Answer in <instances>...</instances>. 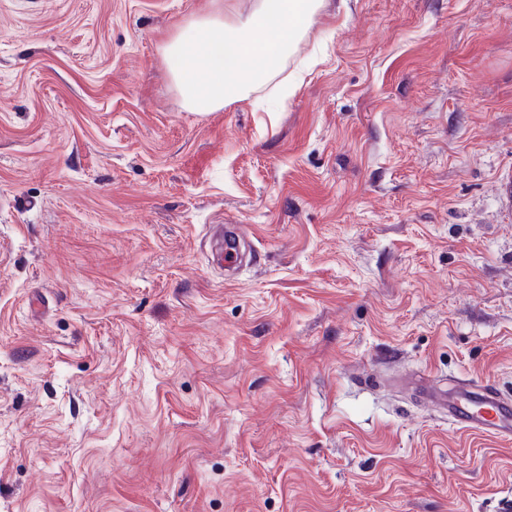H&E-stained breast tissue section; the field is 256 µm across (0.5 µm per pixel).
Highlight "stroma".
<instances>
[{"label":"stroma","instance_id":"obj_1","mask_svg":"<svg viewBox=\"0 0 512 512\" xmlns=\"http://www.w3.org/2000/svg\"><path fill=\"white\" fill-rule=\"evenodd\" d=\"M231 5L0 0V512H500L442 395L512 398V0H325L283 110L188 111Z\"/></svg>","mask_w":512,"mask_h":512}]
</instances>
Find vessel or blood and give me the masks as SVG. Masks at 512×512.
<instances>
[{
    "label": "vessel or blood",
    "mask_w": 512,
    "mask_h": 512,
    "mask_svg": "<svg viewBox=\"0 0 512 512\" xmlns=\"http://www.w3.org/2000/svg\"><path fill=\"white\" fill-rule=\"evenodd\" d=\"M448 416L457 425L500 436L512 432V399L488 386L463 383L448 396Z\"/></svg>",
    "instance_id": "1"
}]
</instances>
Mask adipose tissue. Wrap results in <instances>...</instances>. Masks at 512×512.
<instances>
[{
    "label": "adipose tissue",
    "instance_id": "ef3b65f1",
    "mask_svg": "<svg viewBox=\"0 0 512 512\" xmlns=\"http://www.w3.org/2000/svg\"><path fill=\"white\" fill-rule=\"evenodd\" d=\"M324 0H250L246 13L215 12L179 29L167 52L185 105L214 112L279 74Z\"/></svg>",
    "mask_w": 512,
    "mask_h": 512
}]
</instances>
